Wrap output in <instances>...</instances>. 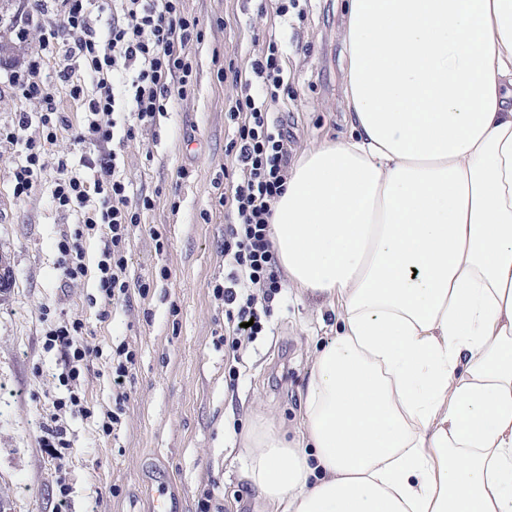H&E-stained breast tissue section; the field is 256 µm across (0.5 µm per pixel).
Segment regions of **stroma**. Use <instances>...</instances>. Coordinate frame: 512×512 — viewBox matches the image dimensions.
<instances>
[{
  "instance_id": "1",
  "label": "stroma",
  "mask_w": 512,
  "mask_h": 512,
  "mask_svg": "<svg viewBox=\"0 0 512 512\" xmlns=\"http://www.w3.org/2000/svg\"><path fill=\"white\" fill-rule=\"evenodd\" d=\"M184 6L203 35L194 91L123 149L126 180L155 200L131 231L128 256L132 277L149 286L146 297L104 311L94 234L81 240L88 275L62 280L57 242L78 223L51 202L57 162L78 165L95 158L94 148L58 138L31 194L18 200L9 179L22 147L0 143V255L10 269V286L0 292V491L8 512H153L161 489L176 512H267L246 477L243 437L260 426L300 437L315 349L333 334L329 307L287 288L242 362L218 342L224 303L213 287L224 280L221 244L233 221L221 201L234 162L228 110L237 92L224 69L249 70L252 57L277 42L288 94L269 110L288 121L290 158L347 136L345 3L299 0L284 15L274 0ZM76 318L92 351L77 383L85 406L98 414L112 407L113 348L128 344L136 363L120 430L106 436L93 420L63 413L71 446L52 456L43 428L54 401L69 392L54 377L59 355L47 349L45 332Z\"/></svg>"
}]
</instances>
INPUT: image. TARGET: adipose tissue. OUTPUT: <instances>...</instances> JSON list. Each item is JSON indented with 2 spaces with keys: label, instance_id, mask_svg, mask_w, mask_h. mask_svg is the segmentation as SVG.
<instances>
[{
  "label": "adipose tissue",
  "instance_id": "ef3b65f1",
  "mask_svg": "<svg viewBox=\"0 0 512 512\" xmlns=\"http://www.w3.org/2000/svg\"><path fill=\"white\" fill-rule=\"evenodd\" d=\"M344 45L352 133L270 219L339 327L248 478L281 512H512V0H347Z\"/></svg>",
  "mask_w": 512,
  "mask_h": 512
}]
</instances>
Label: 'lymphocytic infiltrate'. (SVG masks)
<instances>
[{
	"label": "lymphocytic infiltrate",
	"instance_id": "obj_1",
	"mask_svg": "<svg viewBox=\"0 0 512 512\" xmlns=\"http://www.w3.org/2000/svg\"><path fill=\"white\" fill-rule=\"evenodd\" d=\"M55 13L36 6V23L42 39L36 56L12 71L8 83L24 102L37 105L36 115L20 112L16 125L0 126V141L24 142L25 153L11 172L12 192L27 197L39 174L47 167L45 147L59 134L70 133L80 143L97 149L96 162L88 171L58 161V178L52 193L56 208L75 212L86 230L98 234L102 243L97 263L98 288L104 302L127 299L131 289L146 293L145 282H132L127 246L132 226L152 210L150 196L131 193L121 170L122 147L135 139L139 129L154 126L173 98H186L194 86L196 69L193 48L201 42L197 18L184 10L183 0H58ZM277 43L252 62L264 83L256 96L249 84L229 108L236 126L231 145L238 167L231 180V206L235 221L224 229V282L214 294L224 302L223 342L239 352L264 329L262 311L283 290L280 271L268 237L272 205L284 189L288 174V135L268 110L284 90V70ZM60 66L55 79H48L45 62ZM93 85V98H86L85 85ZM129 89L126 102L135 124L117 130L113 119L120 104L117 86ZM64 90L80 105L83 120L71 126L55 101ZM45 132L43 142L23 139L31 124ZM81 320L53 325L46 333L47 348L60 353V382L79 377L90 350L80 341ZM136 361L126 344L115 350L112 379L119 392L111 411L94 416L103 433L121 424L126 395L123 387Z\"/></svg>",
	"mask_w": 512,
	"mask_h": 512
}]
</instances>
